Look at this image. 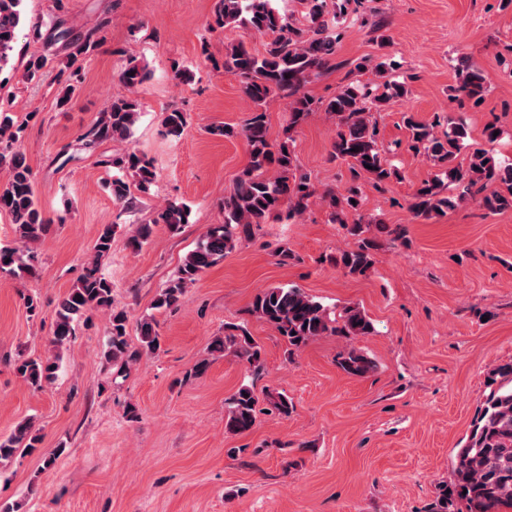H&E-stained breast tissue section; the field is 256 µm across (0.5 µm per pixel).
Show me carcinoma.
<instances>
[{"instance_id": "1", "label": "carcinoma", "mask_w": 512, "mask_h": 512, "mask_svg": "<svg viewBox=\"0 0 512 512\" xmlns=\"http://www.w3.org/2000/svg\"><path fill=\"white\" fill-rule=\"evenodd\" d=\"M22 2L0 0V70L8 65L15 51L17 32L24 20ZM308 3L306 25L301 27L279 13L272 0H219L210 30L235 24L270 36L265 55L260 59L241 43L224 48V70L241 78L245 95L255 105L241 130L250 161L237 177L233 191L224 197V223L210 228L187 255L177 278L156 298L154 306L159 310L176 308L189 285L223 260L239 241L251 238L268 218L284 207L291 214L301 215L310 199L317 195L307 175L298 172L288 141H269L265 113L269 102L291 99L288 132L318 110L337 120L332 158L351 161L353 175L364 172L377 186L394 175L378 150L371 112L402 98L406 93L405 83L386 79L385 65L380 62L372 67L383 79L380 94L372 93L357 79L326 102L305 94L303 88L335 55L339 41V34L325 19L327 0H308ZM58 43L66 51L65 67L70 69L90 53L96 40L91 33L79 34L61 23L54 24L44 37V49L27 60L24 77L30 78L51 64L57 57L51 47ZM148 75L146 67L137 63L136 58L128 59L119 76L126 93L112 96L107 109L81 135L86 147L129 138L139 116L134 95ZM488 85V77L481 70L469 67L462 72L455 92L478 103ZM186 124L185 114L177 109L163 113L162 125L171 137H180ZM406 126L411 132V148L445 167L446 180L462 187L453 200L444 195L445 183L440 178L424 181L415 191L410 206L416 216L429 217L453 208L458 201L475 200L489 182L500 183L504 190L483 196L480 203L494 213L512 210V165H500L484 151L474 152L465 168L454 164L466 135L462 125L448 121V132L442 138L412 116L407 117ZM24 132L25 125L15 122L8 110L0 107V172L5 176L0 187V212L11 217L20 242L16 247L0 248V273L12 276L35 274L32 245L41 241L50 228L39 209L30 167L21 150ZM103 164L127 172L144 192L155 178L152 162L134 150L105 159ZM329 205L333 209V221L345 223L346 213L360 206L358 188L351 187L341 196L329 194ZM186 218V204L169 199L149 222L136 228L129 244L139 249L150 239L154 225L164 224L174 233L186 223ZM372 249L373 242L364 238L356 248L336 254L332 262L349 275H364L373 264ZM92 308L109 316L107 357L110 360L124 367L136 361L144 350L150 353L159 350L157 322L152 318L137 322L140 347H130L128 314L112 307V286L95 267L78 278L59 304L51 339L53 349L70 341L72 323ZM250 313L272 325L292 350L321 336H341L351 341V345L337 354L338 367L349 376L365 377L377 368L364 351L352 345V341L372 333L370 320L355 305L344 307L339 317L333 318L328 309L302 289L272 287L256 295ZM210 349L233 354L260 369L261 348L243 325L227 326L224 335L212 341ZM58 359L56 354L23 358L16 362L15 370L25 382L38 388L54 377ZM489 379L492 380L490 391L458 452L453 479L442 489L440 503L433 512H492L501 507L512 508V363L495 367ZM225 405L228 432L244 434L253 429L258 397L252 387L241 386ZM38 442L39 436L33 433L31 423H20L10 436L0 439V460L11 457L19 448L34 449Z\"/></svg>"}]
</instances>
